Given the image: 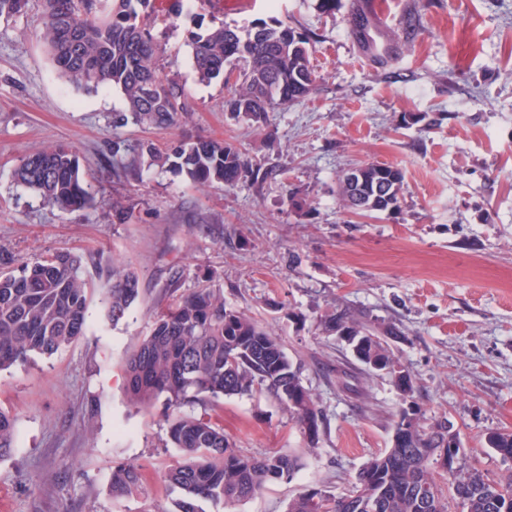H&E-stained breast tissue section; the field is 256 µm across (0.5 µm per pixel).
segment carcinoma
I'll return each mask as SVG.
<instances>
[{"label": "carcinoma", "mask_w": 512, "mask_h": 512, "mask_svg": "<svg viewBox=\"0 0 512 512\" xmlns=\"http://www.w3.org/2000/svg\"><path fill=\"white\" fill-rule=\"evenodd\" d=\"M28 0H0V20L21 13ZM40 39L59 72L86 87L111 85L121 91L128 120L159 129L172 126L184 111L183 88L158 69L160 44L153 34L154 0H42ZM199 78H221L229 97L224 110L263 126L269 113L310 96L316 86L308 42L286 23H262L240 31L224 23L189 37ZM239 69L230 81L228 72ZM186 174L199 183L234 186L254 173L237 145L199 137L161 150L149 141L112 143V172L118 178L137 172L144 158ZM21 185L64 209L83 208L93 199L79 157L53 147L24 158L14 172ZM404 185L401 169L367 164L344 174L343 208L358 215L396 211ZM105 296L107 317L116 325L140 295L139 275L129 263L112 265ZM92 287L81 257L56 252L24 261L13 272L0 271V370L32 354L52 355L86 334ZM326 331L345 330L399 339L393 327L381 328L366 311L333 305L320 315ZM129 400L150 407L163 400L167 444L178 449L166 479L182 491L179 512H203L199 502L230 509L253 497L273 480H290L302 467L293 452L248 456L236 449L208 410L220 398L267 394L283 406L301 432L313 427L308 446L316 447L323 415L299 371L273 330L230 307L220 288L206 286L182 295L156 312L148 336L124 368ZM198 405L203 412L185 413ZM417 438L390 444L358 471L354 486L335 496L311 488L288 503L287 512H512V478L489 482L477 461L454 474L441 472L436 457L451 447L459 432L445 424L415 427ZM15 419L0 409V457L13 447ZM499 456L512 455V431L488 433ZM143 482V467L119 463L112 469L114 497L133 493ZM371 504V510L362 508Z\"/></svg>", "instance_id": "cac0c4a2"}]
</instances>
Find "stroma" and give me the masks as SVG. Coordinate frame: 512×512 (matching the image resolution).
<instances>
[{
  "label": "stroma",
  "mask_w": 512,
  "mask_h": 512,
  "mask_svg": "<svg viewBox=\"0 0 512 512\" xmlns=\"http://www.w3.org/2000/svg\"><path fill=\"white\" fill-rule=\"evenodd\" d=\"M225 2L185 0L180 18L156 23L160 72L186 91L167 130L113 125L126 109L119 90L61 77L40 41L41 0L0 21V269L71 251L94 284L85 336L0 370V407L16 421L0 458V512H177L182 493L165 481L179 456L166 444L167 409L130 403L123 366L161 307L206 285L281 336L325 419L312 450L276 400H220L212 415L241 453L304 459L291 481L268 483L232 512H286L312 487L342 495L390 446L401 396L322 329L333 304L396 328L423 425L452 421L489 478L512 476L485 442L512 430V0H379L390 23L370 17L369 51L352 25L361 0L328 10L321 0ZM218 20L296 28L315 92L265 127L232 118L223 81L198 80L188 44ZM199 136L240 146L264 176L227 187L158 164L112 173L114 140L162 147ZM56 146L78 154L91 206L63 210L15 182L22 158ZM371 163L402 168L398 211L342 208L340 175ZM115 261L130 263L142 288L116 325L101 303ZM326 363L358 377L357 391L324 374ZM118 462L145 469L121 500L110 491Z\"/></svg>",
  "instance_id": "35a3bbf8"
}]
</instances>
